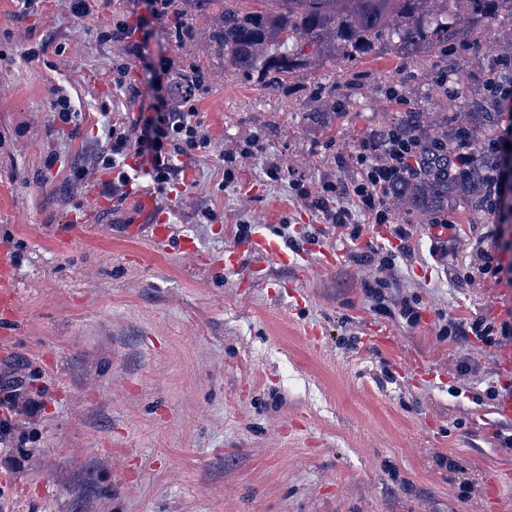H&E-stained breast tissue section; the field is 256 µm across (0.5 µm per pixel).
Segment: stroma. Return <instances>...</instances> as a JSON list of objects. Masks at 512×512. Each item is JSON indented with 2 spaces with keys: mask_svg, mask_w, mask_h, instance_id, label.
Instances as JSON below:
<instances>
[{
  "mask_svg": "<svg viewBox=\"0 0 512 512\" xmlns=\"http://www.w3.org/2000/svg\"><path fill=\"white\" fill-rule=\"evenodd\" d=\"M219 11L193 14L180 36L173 11L152 13L149 0H94L83 18L71 0L33 13L0 0V240L20 281L0 370L16 365L43 404L0 446V512H512V450L494 438L512 420L486 395L512 374V347L437 334L440 319L497 322L512 309V281L483 276L476 258L485 248L512 261V220L499 249L484 212L455 205L460 239L443 261L430 254L433 216L398 207L393 224H365L350 241L266 175L275 163L350 182L363 140L404 113L471 111L487 65L512 53V14L448 53L327 59L263 88L213 52ZM124 20L140 22L145 59L106 40ZM121 62L128 92L112 82ZM197 63L211 145L183 158L190 178L162 211L174 237L195 241L198 265L155 252L146 232L128 237L136 199L101 200L110 176L91 168L105 122L139 117L155 71ZM51 84L82 112L78 129L54 127ZM332 107L337 116L316 118ZM252 138L260 150L238 155ZM397 222L412 252L388 299L416 296L415 326L364 288L367 257L396 246ZM243 224L299 250L298 265L248 255L225 270ZM378 331L390 347L373 342Z\"/></svg>",
  "mask_w": 512,
  "mask_h": 512,
  "instance_id": "obj_1",
  "label": "stroma"
}]
</instances>
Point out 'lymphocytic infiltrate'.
Wrapping results in <instances>:
<instances>
[{"label": "lymphocytic infiltrate", "mask_w": 512, "mask_h": 512, "mask_svg": "<svg viewBox=\"0 0 512 512\" xmlns=\"http://www.w3.org/2000/svg\"><path fill=\"white\" fill-rule=\"evenodd\" d=\"M149 116L143 122L130 126L109 125L110 146L96 161L98 169L116 172L113 193H120L131 176L126 169L128 155L146 157L152 178L154 196L170 193L181 171L180 158L189 151L209 148L210 139L202 133L196 119L192 83H182L174 101L149 104ZM471 140L466 132L445 142H429L419 137H406L390 129L370 135L355 162L361 170L357 181L351 183L326 181L316 188H308L302 180L292 186L297 197L310 209L332 225L339 235L357 239L361 233L360 218L376 224H387L392 219L391 185L402 178H419L431 167L465 165L470 154ZM40 402L30 393L22 377L0 381V445L5 444L21 415H33Z\"/></svg>", "instance_id": "1"}]
</instances>
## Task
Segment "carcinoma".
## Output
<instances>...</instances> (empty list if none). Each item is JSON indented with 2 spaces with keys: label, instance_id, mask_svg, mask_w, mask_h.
I'll use <instances>...</instances> for the list:
<instances>
[{
  "label": "carcinoma",
  "instance_id": "obj_1",
  "mask_svg": "<svg viewBox=\"0 0 512 512\" xmlns=\"http://www.w3.org/2000/svg\"><path fill=\"white\" fill-rule=\"evenodd\" d=\"M179 6V23L186 24L189 9H206L219 0H169ZM274 7L240 11L225 7L211 33L213 51L245 80L272 87L288 74L324 58L355 60L393 50L411 56L426 45L442 47L464 38L478 23H487L502 11L512 12V0H270ZM475 111L437 128L418 115L398 122L402 129L431 139L448 136V127L465 122L470 136L494 132L501 113L493 111L488 90L473 102ZM498 158L476 151L468 171L447 177L407 180L394 191L402 206L423 214L459 203L474 210L483 207L487 174Z\"/></svg>",
  "mask_w": 512,
  "mask_h": 512
}]
</instances>
